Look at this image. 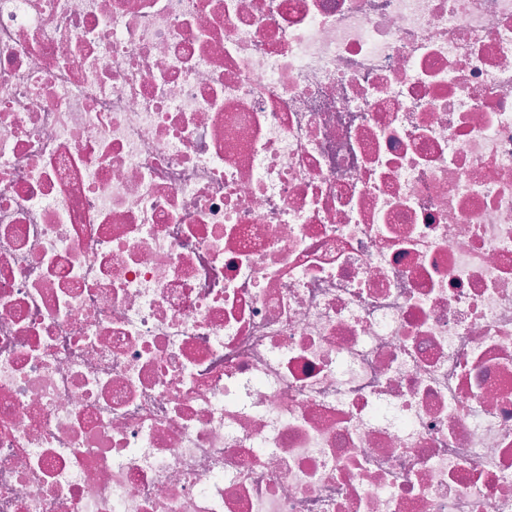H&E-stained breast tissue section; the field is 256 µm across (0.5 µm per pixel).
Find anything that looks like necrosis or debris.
I'll return each mask as SVG.
<instances>
[{
    "label": "necrosis or debris",
    "instance_id": "4bbe7bcc",
    "mask_svg": "<svg viewBox=\"0 0 512 512\" xmlns=\"http://www.w3.org/2000/svg\"><path fill=\"white\" fill-rule=\"evenodd\" d=\"M0 512H512V0H0Z\"/></svg>",
    "mask_w": 512,
    "mask_h": 512
}]
</instances>
